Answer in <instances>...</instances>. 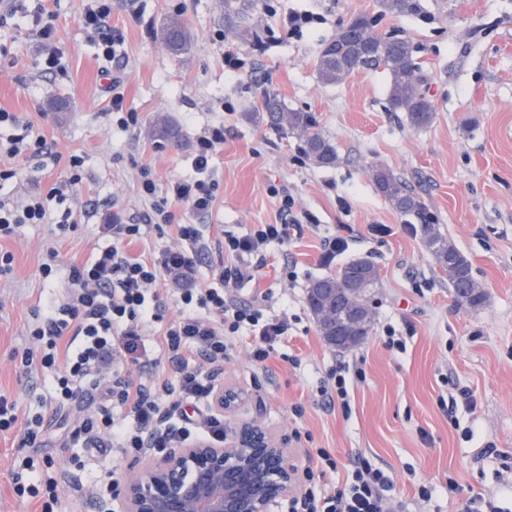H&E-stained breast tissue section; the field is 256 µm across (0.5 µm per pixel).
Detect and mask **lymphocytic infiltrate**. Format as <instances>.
I'll use <instances>...</instances> for the list:
<instances>
[{
  "label": "lymphocytic infiltrate",
  "mask_w": 512,
  "mask_h": 512,
  "mask_svg": "<svg viewBox=\"0 0 512 512\" xmlns=\"http://www.w3.org/2000/svg\"><path fill=\"white\" fill-rule=\"evenodd\" d=\"M111 14L112 0H95L85 12L87 28L103 56L109 59L115 58L116 45L124 41L123 34L110 23ZM223 143V126L200 134L192 161L195 177L172 180L165 198L157 196L158 186L151 169L140 171L139 193L152 202L146 220L160 231L174 227L175 246L160 249L147 260L132 257L123 246L140 237L141 227L116 218L102 227L110 245L98 250L86 263L65 267L55 247L45 251L40 265L43 277H64L68 293L63 301L49 303L36 314L29 334L39 343L40 350L24 356V372L40 366H63L51 397L56 411L61 412L89 396L83 379L111 371L112 383L101 388L100 394L126 411L127 419L122 422L114 418L110 409L98 408L81 428L85 443H96L104 433L118 453L136 456L147 448L164 452L181 440L223 441V416L212 413L199 422L185 414L174 423L170 420L171 411L185 402L210 405L216 401V378L206 368L223 365L240 330H248L252 336V357L258 362L266 361L288 338L287 319L266 316L262 299L242 306L228 299L226 291L253 278L250 268L237 266V259L248 256L255 258L257 265H264L269 244L285 245L301 238L305 226L314 225L315 220L295 214L294 197L275 187L271 193L281 201L280 211L285 216L282 223L262 224L245 235L228 231L222 239L210 240L201 220L211 213L215 203L217 182L211 160ZM84 164L82 156L71 155L69 177L47 194L33 193L18 203L1 199L0 238L10 236L16 225L45 223L50 201L64 206L71 200L83 179ZM173 202L186 206L196 216V223L175 224L169 208ZM213 247L223 250L235 263L218 269L217 286L197 287L196 267L202 255ZM168 281L175 285L173 296L180 315L166 323L163 330L161 346L175 370L174 377L162 385L168 397L163 403L155 396L152 385L127 379L122 371L128 361L146 367L144 353L150 327L161 320L157 306L160 287ZM337 467L327 449L309 451L303 471L308 489L292 500L290 512H385L393 482L382 468L363 457L343 488L331 495H316L317 480Z\"/></svg>",
  "instance_id": "1"
}]
</instances>
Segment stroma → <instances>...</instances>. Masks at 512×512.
Listing matches in <instances>:
<instances>
[{
    "label": "stroma",
    "mask_w": 512,
    "mask_h": 512,
    "mask_svg": "<svg viewBox=\"0 0 512 512\" xmlns=\"http://www.w3.org/2000/svg\"><path fill=\"white\" fill-rule=\"evenodd\" d=\"M255 2L253 26L261 41L251 44L225 29L224 0H137L133 13L124 0H112L111 24L124 42L109 62L84 24L88 0H45L64 55L61 73L44 71L32 18L0 27V43L9 49L0 57V109L15 113L51 147L40 159L8 160L19 176L0 196L18 202L34 188L49 189L66 176L70 155L85 158L72 205L74 230L53 237L47 225L23 224L0 240V250L14 257L10 271L0 274V394L17 400L20 414L45 416L31 454L39 465L53 461L61 478L53 512H100L105 496L112 512H123L106 474L115 469L132 476L148 458L82 445L74 434L94 405L79 402L53 413L42 406L53 371L22 372V357L36 348L28 322L64 292L63 281L43 279V252L53 246L64 263L88 260L109 243L101 225L148 213L138 194L140 169L149 167L162 190L171 180L193 177L194 140L219 124L224 144L211 162L218 190L207 218L210 238L281 223L273 186L286 188L297 210L318 222L302 239L269 245L265 266L234 292L241 304L267 294L266 314L288 316L290 331L279 354L261 365L250 358L249 338L236 337L214 370L219 387L240 395L225 422L260 424L299 471L308 450L328 449L339 462L320 482L329 492L345 482L357 456L373 459L393 481L389 512H459L460 500L444 488L450 478L512 512V0H420L419 14L381 16L377 32L409 39L428 76L424 88L434 118L423 128L391 107L382 70H357L334 85L319 79L324 43L351 17L378 13L380 0ZM293 10L321 14L324 22L287 35L282 20ZM174 13L192 34V48L182 56L159 37L162 21ZM229 50L246 61L236 77L224 71ZM119 68L125 107L139 118L127 132L114 130L110 116V85ZM267 93L314 115L336 145L335 166L294 163L300 137L253 118ZM57 99L66 100L65 111L50 110ZM162 118L180 129L181 147L153 137ZM376 166L405 179L441 233L467 256L486 291L483 307L456 302L420 236L408 232L407 217L376 192ZM340 195L348 209L338 207ZM373 224L389 225L390 235L371 234ZM339 233L348 237V249L322 265L324 240ZM357 257L378 269L374 322L360 345L339 351L321 335L307 288ZM389 327L405 338V350L384 347ZM339 362L362 372L349 384L346 412L318 392ZM462 389L472 392L474 409L457 403ZM26 454L16 434H0V512L42 510L41 502L13 492L11 471ZM422 484L433 487L431 500L419 499Z\"/></svg>",
    "instance_id": "1"
}]
</instances>
